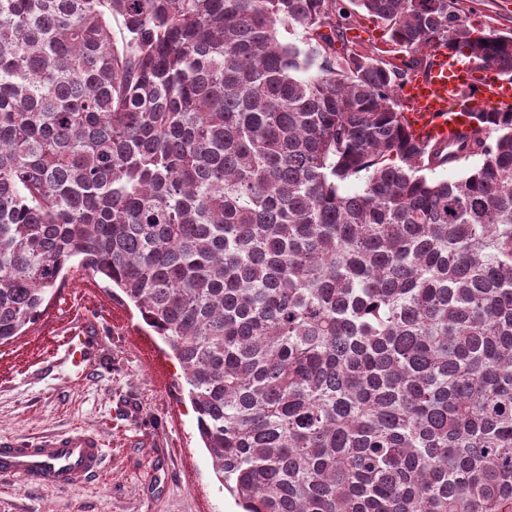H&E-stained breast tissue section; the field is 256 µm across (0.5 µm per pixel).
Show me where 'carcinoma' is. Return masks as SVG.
I'll return each instance as SVG.
<instances>
[{
	"label": "carcinoma",
	"instance_id": "obj_1",
	"mask_svg": "<svg viewBox=\"0 0 512 512\" xmlns=\"http://www.w3.org/2000/svg\"><path fill=\"white\" fill-rule=\"evenodd\" d=\"M351 2L396 60L343 0H0V344L76 261L171 349L245 512H512V112L453 156L397 95L440 45L512 76V36ZM344 3L347 7L356 10L353 23L346 33L349 41L358 42L366 50L380 54L382 51L392 48L388 45L390 43L389 31L381 22L367 12L356 8L349 0H344Z\"/></svg>",
	"mask_w": 512,
	"mask_h": 512
}]
</instances>
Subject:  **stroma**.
Here are the masks:
<instances>
[{"label":"stroma","instance_id":"35a3bbf8","mask_svg":"<svg viewBox=\"0 0 512 512\" xmlns=\"http://www.w3.org/2000/svg\"><path fill=\"white\" fill-rule=\"evenodd\" d=\"M473 34H512V0H459ZM91 314L99 356L75 379L53 355L71 320ZM81 427L106 451L102 476L60 491L0 480V512H232L196 428L182 369L121 291L65 274L45 310L0 347V437L20 442Z\"/></svg>","mask_w":512,"mask_h":512}]
</instances>
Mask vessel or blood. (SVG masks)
Instances as JSON below:
<instances>
[{
    "mask_svg": "<svg viewBox=\"0 0 512 512\" xmlns=\"http://www.w3.org/2000/svg\"><path fill=\"white\" fill-rule=\"evenodd\" d=\"M400 95L415 138L440 142L454 129H465L473 112L512 110V80L493 68H475L455 51L440 46L426 75L407 84ZM60 348L78 373H85L93 349L87 329L69 333ZM105 462L97 433L72 429L43 437L24 447L0 440V478L34 487L67 488L99 475Z\"/></svg>",
    "mask_w": 512,
    "mask_h": 512,
    "instance_id": "1",
    "label": "vessel or blood"
}]
</instances>
